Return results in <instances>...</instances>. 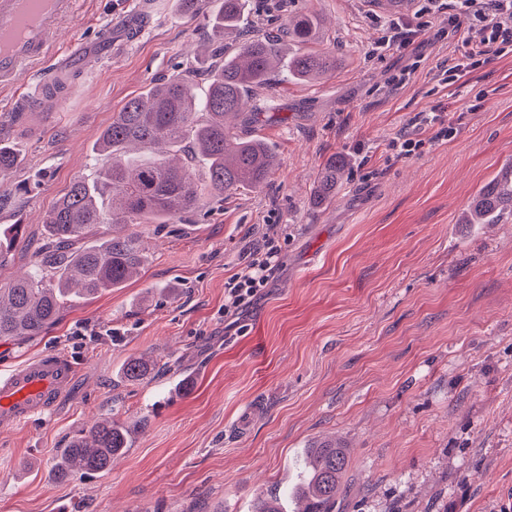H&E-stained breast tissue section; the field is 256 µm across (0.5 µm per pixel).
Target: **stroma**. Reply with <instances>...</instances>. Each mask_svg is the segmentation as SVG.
<instances>
[{
	"label": "stroma",
	"instance_id": "stroma-1",
	"mask_svg": "<svg viewBox=\"0 0 512 512\" xmlns=\"http://www.w3.org/2000/svg\"><path fill=\"white\" fill-rule=\"evenodd\" d=\"M129 2L80 0L64 36L95 39ZM175 2L154 0L127 52L69 75L53 115L12 117L0 89V140L22 157L0 177V225L25 227L0 288L32 270L48 212L93 176L113 112L151 83L245 34L285 38L301 13L319 19L311 47L335 53L336 70L296 81L282 68L257 91L268 119L240 133L277 155L262 188L133 225L138 276L0 343V369L53 348L79 367L50 415L0 429V512H251L324 437L349 451L336 512H512V222L458 221L512 164V51L458 87L441 81L454 43L434 39L424 0L393 16L357 0H247L244 28L221 37ZM393 22L417 30L413 45L380 46ZM440 103L445 137L414 123ZM405 132L424 142L409 157L392 147ZM339 155L333 201L313 206ZM270 224L283 265L225 320V285ZM134 354L155 365L121 381ZM104 416L139 422L131 447L108 471L56 480L58 449Z\"/></svg>",
	"mask_w": 512,
	"mask_h": 512
}]
</instances>
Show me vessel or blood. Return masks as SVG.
<instances>
[{"label": "vessel or blood", "instance_id": "vessel-or-blood-1", "mask_svg": "<svg viewBox=\"0 0 512 512\" xmlns=\"http://www.w3.org/2000/svg\"><path fill=\"white\" fill-rule=\"evenodd\" d=\"M76 0H0V87L15 91V109L30 111L36 95L69 71L82 70L90 55L86 44H63L59 32ZM151 5L137 0L133 9L111 17L96 45L117 54L147 29ZM41 65L36 84L23 83L25 66ZM78 366L65 352L50 350L0 370V428L12 429L51 412L67 394Z\"/></svg>", "mask_w": 512, "mask_h": 512}]
</instances>
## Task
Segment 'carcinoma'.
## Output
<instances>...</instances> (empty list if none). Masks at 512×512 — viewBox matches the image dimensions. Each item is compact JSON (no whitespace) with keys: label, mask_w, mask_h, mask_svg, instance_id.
<instances>
[{"label":"carcinoma","mask_w":512,"mask_h":512,"mask_svg":"<svg viewBox=\"0 0 512 512\" xmlns=\"http://www.w3.org/2000/svg\"><path fill=\"white\" fill-rule=\"evenodd\" d=\"M218 11L207 16L213 32L237 28L245 0H220ZM183 16L203 14L206 0H178ZM319 21L301 14L285 22L287 37L299 43L315 38ZM282 42L255 35L230 49L222 46L209 57L210 79L204 97L197 96L194 71L188 69L162 84L148 87L129 99L112 116L102 133L98 152L109 162L91 180L77 179L48 213L47 242L34 270L0 289V341L41 335L59 318L65 301L76 295L92 298L120 288L139 273L144 255L139 239L126 231L131 224H163L196 210L209 199H224L241 188H261L267 181L275 153L260 138H244L233 131L227 117L246 108L245 120L264 116L259 104L248 105L253 92L264 87L274 63L281 60ZM336 70V56L307 50L291 56L289 76L309 79ZM191 140L207 166L202 176L169 155ZM19 162L16 149L0 143V175L10 174ZM347 167L342 156L325 166L316 204L329 202L340 174ZM112 207L103 210V196ZM512 218V166L487 182L462 214L461 224H500ZM100 224L111 226L104 238H94ZM21 236V225L0 231V263ZM150 370L149 360L126 361L124 378L135 382ZM141 423L124 426L104 418L89 432L73 439L56 464L62 480L78 474L102 472L124 453L129 433ZM348 465V453L336 441L316 442L307 448L298 480L284 490L256 496L253 512H288L287 503L305 502L295 512H334L336 493Z\"/></svg>","instance_id":"cac0c4a2"}]
</instances>
